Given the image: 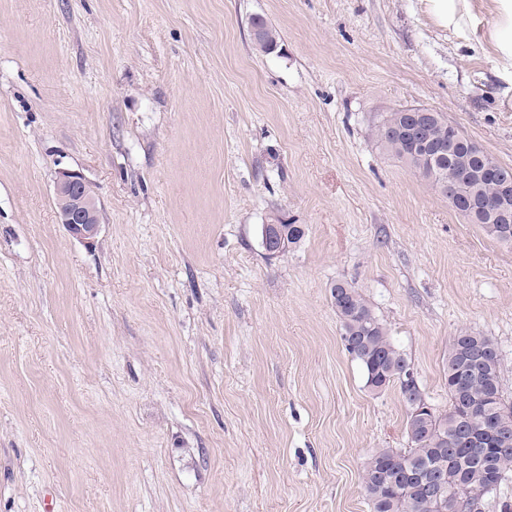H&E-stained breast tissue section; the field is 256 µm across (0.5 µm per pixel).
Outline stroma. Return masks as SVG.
Here are the masks:
<instances>
[{
  "label": "stroma",
  "mask_w": 512,
  "mask_h": 512,
  "mask_svg": "<svg viewBox=\"0 0 512 512\" xmlns=\"http://www.w3.org/2000/svg\"><path fill=\"white\" fill-rule=\"evenodd\" d=\"M468 2L444 27L427 0H0V512H371L407 407L346 352L339 281L436 413L462 330L512 404V246L371 136L421 106L512 168L501 13ZM279 217L306 234L272 259ZM54 195L65 202L58 210V218L67 233L82 243L93 244L100 219L87 180L79 173L60 172L54 182Z\"/></svg>",
  "instance_id": "1"
}]
</instances>
